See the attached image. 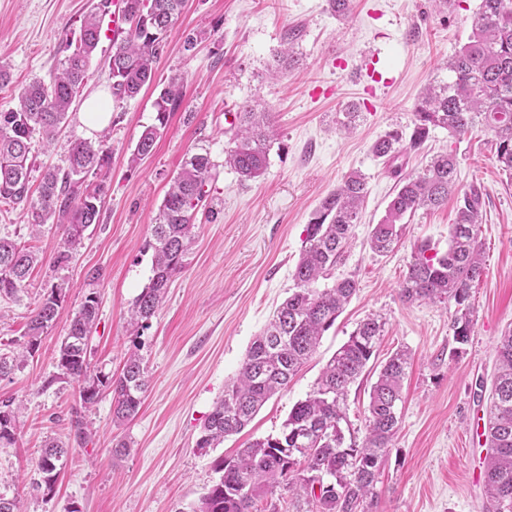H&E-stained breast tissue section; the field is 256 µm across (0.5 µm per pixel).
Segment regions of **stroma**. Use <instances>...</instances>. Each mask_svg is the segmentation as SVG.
I'll list each match as a JSON object with an SVG mask.
<instances>
[{
    "mask_svg": "<svg viewBox=\"0 0 512 512\" xmlns=\"http://www.w3.org/2000/svg\"><path fill=\"white\" fill-rule=\"evenodd\" d=\"M90 0H0V63L11 74L0 87V112L14 108L32 79L50 81L65 36L78 32ZM479 0L433 5L431 0H351L336 17L328 0H187L168 32L156 78L132 99H111L112 81L101 41L87 83L52 146L32 139L39 183L48 167H64L70 140H97L81 113L96 96L111 100L107 126L111 155L101 221L81 244L68 249V227L44 225L32 233L26 203L0 204V236L39 257L29 278L11 295L0 294V354L23 344L32 311L51 287H61L60 316L38 350L0 378V404L18 410L13 444L0 447V495L20 499L25 512H176L196 501L216 480L215 463L249 442L279 433L293 405L312 390L320 370L367 315L386 321L377 348L385 359L407 348L411 366L403 386L402 422L386 459L371 512H482L484 458L488 447L477 430L486 418L498 339L512 328V185L496 162L492 135L483 127L453 137L431 132L420 152L408 151L392 173L371 152L387 133H410L423 90L445 78L443 63L466 43ZM198 34L193 51L187 34ZM292 55L283 68L279 60ZM185 80L186 95L154 153L137 166L129 157L142 130L155 119L154 102L172 74ZM272 112L277 136L265 175L241 180L224 166L232 131L227 116L243 103ZM362 105L355 129L336 122L349 105ZM196 113L187 124L183 115ZM209 148L217 163L209 182L213 221L200 224L185 267L147 328L131 326L128 311L152 276L147 244L157 209L184 154ZM456 154L457 184L484 194L478 241L485 273L470 290V338L456 345L455 303H406L400 284L415 243L448 248L455 203L417 211L394 252L379 255L367 239L383 218L400 176L422 171L439 152ZM365 175L368 194L352 242L335 277L354 276L358 290L316 354L272 397L242 432L216 448L196 442L224 387L235 379L253 340L288 297L307 224L321 201L345 175ZM67 262L57 263L61 252ZM99 300V316L87 342L89 377L118 375L130 352L142 357L149 385L135 417L112 419V395L102 393L85 415L86 443L74 440L71 411L80 383L61 374L57 355L71 317L87 295ZM69 450L53 494L34 486L45 440ZM130 444L128 456L112 454L115 440Z\"/></svg>",
    "mask_w": 512,
    "mask_h": 512,
    "instance_id": "35a3bbf8",
    "label": "stroma"
}]
</instances>
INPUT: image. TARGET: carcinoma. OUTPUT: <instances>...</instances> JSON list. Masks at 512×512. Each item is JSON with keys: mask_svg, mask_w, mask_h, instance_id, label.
Segmentation results:
<instances>
[{"mask_svg": "<svg viewBox=\"0 0 512 512\" xmlns=\"http://www.w3.org/2000/svg\"><path fill=\"white\" fill-rule=\"evenodd\" d=\"M184 0H125L130 28L112 45L103 66L112 78V95L132 99L154 79L168 30L181 13ZM112 0H96L84 16L76 37L65 38V55L52 80L34 79L21 89L18 105L0 112V202L28 205L29 222L68 225V243L80 244L83 233L100 223L104 182L89 188L88 180L108 165L103 141L77 138L70 142L67 167L43 174L38 195L29 196L30 144L38 132L51 142L85 86L90 62L101 42L102 18ZM447 80L429 86L415 105L409 147L418 149L431 129L441 127L453 136L485 127L494 137L496 160L512 181V0H480L472 34L446 62ZM184 79L172 76L155 102V122L141 132L131 154L134 165L148 157L165 131L172 112L184 100ZM275 136V117L257 112L248 103L239 107L237 130L224 148V164L246 180L265 174ZM404 148L403 134L394 131L376 141L372 152L395 159ZM457 158L451 153L431 158L418 175L405 176L382 221L375 225L369 245L385 255L400 241L401 224L418 210L448 204L456 194V220L449 231L448 249L440 253L427 240L414 244L412 260L402 280L405 302L454 301L460 315L453 321L457 343L472 332V283L484 274L476 226L484 197L475 185L457 188ZM216 168L203 149L186 154L171 180L152 228L153 277L135 298L130 323L141 328L158 310L171 279L184 268V258L196 235L197 214L208 206V182ZM367 195L364 175L353 172L323 199L307 225L302 255L295 267L293 292L256 336L245 355L237 379L225 386L224 397L208 416L199 448H216L228 435L240 432L258 410L288 386L299 368L315 353L358 289L353 277L318 288L343 263L353 226ZM36 257L13 239L0 237V293L11 295L22 286ZM62 308V289L54 286L32 312L22 351L0 355V378L8 376L24 357L35 353L42 334L56 322ZM98 319V300L88 295L70 319L61 342L57 367L66 376L83 381L79 401L72 408L75 438H88L84 412L99 400L101 388L110 390L113 418L123 422L135 416L147 385L141 358L130 353L120 375L88 378L87 340ZM385 329L377 316L363 319L334 353L305 399L290 410L282 430L238 449L217 464L222 476L190 506V512H261L258 502L283 482L312 499L307 512H369L377 496L381 464L389 455L401 423L402 385L410 365L405 349L391 353L380 369L365 407L366 434L362 442L346 439L348 389L375 355ZM499 362L490 405L483 424L489 448L484 459L485 512H512V328L500 337ZM16 419L11 409L0 410V446L15 442ZM68 449L45 444L39 462L40 486L54 491Z\"/></svg>", "mask_w": 512, "mask_h": 512, "instance_id": "obj_1", "label": "carcinoma"}]
</instances>
